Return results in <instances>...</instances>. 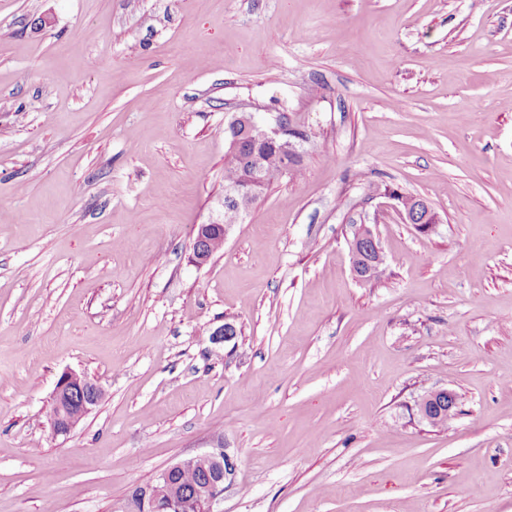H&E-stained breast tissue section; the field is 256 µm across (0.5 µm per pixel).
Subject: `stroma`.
Returning a JSON list of instances; mask_svg holds the SVG:
<instances>
[{"label":"stroma","mask_w":512,"mask_h":512,"mask_svg":"<svg viewBox=\"0 0 512 512\" xmlns=\"http://www.w3.org/2000/svg\"><path fill=\"white\" fill-rule=\"evenodd\" d=\"M241 113L304 175L198 267ZM219 441L221 512H512V0H0V512H127ZM354 234L355 242L353 237L350 246L353 248L354 253L356 255H358V252L356 250L357 242H366L368 245V251L373 252L376 256V260L373 263L384 262L379 240L375 235L374 231L372 230V228L368 224H356ZM79 392L82 397V408L85 411H91L102 398L101 388L86 376L75 372H66L59 379L53 394V407L55 411L51 413L49 421L55 434H67L66 427L71 421L69 415L70 396L73 392ZM450 394H451V390L449 388H440V389H437L435 391H432L430 392L429 394H427L426 396H424L421 401L418 403V411H419V414L421 416V418L425 421H427L428 423L438 419L439 417L442 416V414L444 413V411L441 409V408H438L440 414H439V417L438 418H433L430 414L432 412V404H434V406L437 407V403L438 402V398L440 397H443L444 395H448V410L446 411L448 413V417L450 415H452L454 412H455V404L454 402H452L450 400ZM446 418L444 420H442L440 426L442 427H447L448 426V421L454 419V417H451V418Z\"/></svg>","instance_id":"obj_1"}]
</instances>
